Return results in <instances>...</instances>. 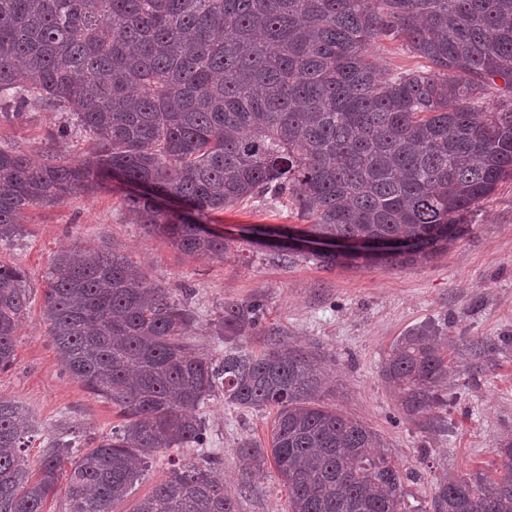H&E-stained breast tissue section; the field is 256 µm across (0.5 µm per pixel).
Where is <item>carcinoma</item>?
<instances>
[{
	"label": "carcinoma",
	"mask_w": 512,
	"mask_h": 512,
	"mask_svg": "<svg viewBox=\"0 0 512 512\" xmlns=\"http://www.w3.org/2000/svg\"><path fill=\"white\" fill-rule=\"evenodd\" d=\"M399 38L428 62L384 75L372 43ZM503 86H498V83ZM498 95L497 103L490 98ZM67 113L56 136L85 133L75 164L35 167L0 146V242L26 212L91 192L118 170L182 203L127 197L138 223L188 257L223 258L203 232L214 211L287 193L303 232L334 245L389 239L374 262L404 267L447 251L467 215L512 178V0H0V110ZM326 266L351 257L315 253ZM21 267L0 262V370L30 306ZM263 305L228 302L213 321L215 359L188 341L196 319L115 246L54 256L42 320L66 372L120 409L96 436L67 418L44 435L0 398V512H112L154 457L191 450L132 512H237L206 450L207 400L277 409L271 447L240 445L243 472L274 463L288 512H408L416 478L381 452L379 433L324 404L334 388L309 348L245 351ZM450 352L433 324L392 346L383 367L405 415L423 428L448 388ZM492 470L437 480L427 512H512V439Z\"/></svg>",
	"instance_id": "obj_1"
}]
</instances>
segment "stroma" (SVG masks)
I'll list each match as a JSON object with an SVG mask.
<instances>
[{"label":"stroma","instance_id":"35a3bbf8","mask_svg":"<svg viewBox=\"0 0 512 512\" xmlns=\"http://www.w3.org/2000/svg\"><path fill=\"white\" fill-rule=\"evenodd\" d=\"M65 119L40 105L20 117L0 116V145L38 161L49 152L64 162L82 160L92 149L88 136L51 137ZM130 191L111 179L61 204L31 208L21 236L0 243V261L25 270L32 299L15 336L16 361L0 370V397L17 400L35 425L50 430L67 416L105 434L121 421L118 408L66 373L40 313L53 257L110 243L196 313L192 341L209 355L224 354L211 326L224 303L261 300L263 332L241 338V346L257 350L272 337L316 348L336 383L328 405L366 422L401 467L416 471L408 502L418 510L442 475L487 468L497 442L512 439V178L471 213L468 232L448 251L394 269L326 268L306 254L287 258L260 244V227H302L295 204L284 197H258L211 213L208 222L228 249L220 259L191 258L135 223L125 201ZM425 323L452 341L454 356L446 404L437 410L446 426L433 431L419 430L404 416L382 376L396 339ZM473 336L491 344V352L473 354L467 345ZM199 413L212 451L224 460V492L239 512H287L288 492L275 468L244 475L239 454L244 439L268 447L273 410H243L217 396Z\"/></svg>","mask_w":512,"mask_h":512}]
</instances>
